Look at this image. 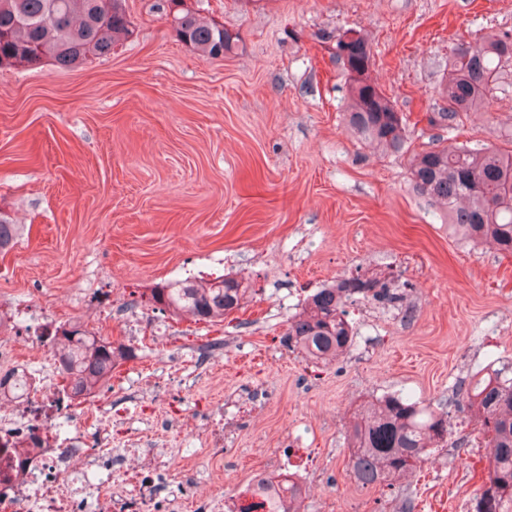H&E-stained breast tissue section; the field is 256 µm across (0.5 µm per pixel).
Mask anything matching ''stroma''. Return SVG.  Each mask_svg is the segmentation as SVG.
Listing matches in <instances>:
<instances>
[{"mask_svg":"<svg viewBox=\"0 0 512 512\" xmlns=\"http://www.w3.org/2000/svg\"><path fill=\"white\" fill-rule=\"evenodd\" d=\"M160 0H125L131 37L74 69L0 68V216L21 228L0 254V308L33 309L129 347L112 371L159 387L133 430L167 435L194 464L183 512L254 476L301 470L302 512H467L487 474L477 421L456 390L512 361V255L451 232L409 183V155L436 146L512 151V64L455 131L429 123L454 35L512 34V0H184L237 35L210 59L180 42ZM372 43L371 76L406 121L381 154L345 124L336 40ZM233 276L244 309L206 324L160 313L154 288ZM356 275L405 283L409 310L349 305L351 350L315 364L288 350V320L313 289ZM107 289L77 303L73 284ZM400 393L452 412L445 447L393 489L361 487L345 432L357 407ZM203 422L224 409V453L161 412Z\"/></svg>","mask_w":512,"mask_h":512,"instance_id":"1","label":"stroma"}]
</instances>
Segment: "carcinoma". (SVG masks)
Here are the masks:
<instances>
[{
  "mask_svg": "<svg viewBox=\"0 0 512 512\" xmlns=\"http://www.w3.org/2000/svg\"><path fill=\"white\" fill-rule=\"evenodd\" d=\"M177 38L209 58L230 53L235 34L190 10L173 18ZM123 0H0V66H37L51 62L72 69L88 57H105L115 40L132 34ZM512 36L486 34L461 41L448 59V78L440 96L448 103L437 122L454 128L463 112L485 106L504 79L502 47ZM371 46L359 32L350 63L364 67V49ZM346 118L361 141L382 153L405 147L403 120L376 83L356 84L346 76ZM414 191L448 213V224L475 245L489 242L512 255V153L493 147L424 150L410 161ZM20 227L0 218V252L12 247ZM251 288L229 276L212 281H175L153 290L160 311L211 322L239 309ZM399 308L407 300L405 285L392 279L360 275L324 285L307 295L298 313L288 319L285 342L306 359L326 364L349 351L355 331L347 303L354 297ZM51 348L60 359L66 397H76L107 381L112 368L130 356L124 345L92 336L76 326L57 329ZM474 413L489 448L487 479L473 497L474 512H512V361L477 371L461 399ZM448 412L402 394L370 400L357 409L347 432L352 454L350 473L363 486L392 488L401 477L447 443ZM264 512H298L302 486L280 474L257 483Z\"/></svg>",
  "mask_w": 512,
  "mask_h": 512,
  "instance_id": "carcinoma-1",
  "label": "carcinoma"
}]
</instances>
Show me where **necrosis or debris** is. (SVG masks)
Instances as JSON below:
<instances>
[{"label":"necrosis or debris","mask_w":512,"mask_h":512,"mask_svg":"<svg viewBox=\"0 0 512 512\" xmlns=\"http://www.w3.org/2000/svg\"><path fill=\"white\" fill-rule=\"evenodd\" d=\"M49 354L38 330L0 329V365L15 370L0 414V512H180L171 457L129 432L115 443L112 390L72 404L53 375L30 371ZM118 452L140 465L112 469Z\"/></svg>","instance_id":"obj_1"}]
</instances>
